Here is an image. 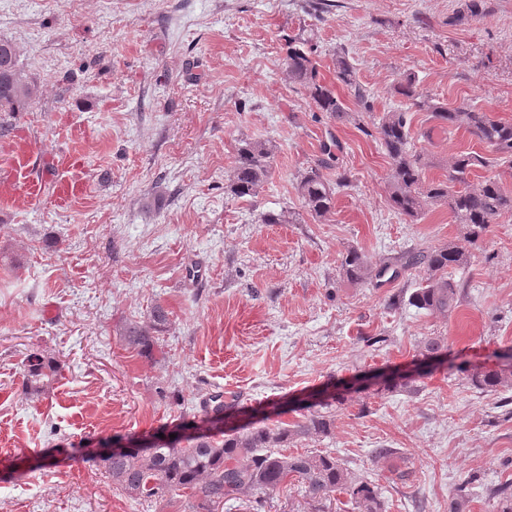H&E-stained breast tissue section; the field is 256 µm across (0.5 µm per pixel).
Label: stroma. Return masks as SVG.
<instances>
[{"label":"stroma","mask_w":512,"mask_h":512,"mask_svg":"<svg viewBox=\"0 0 512 512\" xmlns=\"http://www.w3.org/2000/svg\"><path fill=\"white\" fill-rule=\"evenodd\" d=\"M484 4L458 24L459 0H0V38L38 87L0 136V178L21 185L0 197V459L19 465L0 466V512H190L185 494L119 492L80 445L151 438L192 421L209 392L249 413L398 372L431 337L449 362L417 391L351 395L328 435L283 451L336 453L378 484L385 512H448L465 483L463 512H500L484 488L512 481V385L480 391L456 365L495 369L512 348V218L474 244L447 207L409 222L389 202L377 133L384 112L407 109L393 92L407 75L448 106L512 122V0ZM307 30L321 76L333 81V54L348 55L372 111H355L341 84L346 117L312 111L280 64L288 37ZM21 136L33 145L26 168L13 164ZM411 136L429 180L447 175L450 156L484 150L425 112L412 113ZM243 138L271 141L275 154L259 193L238 198L226 187ZM331 139L325 175L348 184L318 221L296 181ZM73 155L81 167H68ZM63 180L81 192L59 199ZM281 210L299 223H262ZM448 243L471 261L453 273L459 302L446 313L408 305L417 272L378 287L339 273L351 248L375 266ZM157 303L169 324L152 363L119 331ZM33 350L60 367L34 397L22 386ZM38 453L51 465L32 469Z\"/></svg>","instance_id":"stroma-1"}]
</instances>
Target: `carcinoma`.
<instances>
[{"mask_svg":"<svg viewBox=\"0 0 512 512\" xmlns=\"http://www.w3.org/2000/svg\"><path fill=\"white\" fill-rule=\"evenodd\" d=\"M482 10L483 0H464L455 21L478 17ZM332 61L336 80L353 92L359 111H372L370 96L358 82L346 54L339 52ZM281 65L290 79L309 91L313 111L338 118L348 112L333 85L321 78L312 37L288 39ZM394 93L407 99L415 111L429 113L442 128L465 130L483 143L489 153L461 152L448 161V177L427 180L424 174L428 162L413 150L408 111L384 113L377 129L390 160L388 189L393 207L415 223L430 207L445 205L455 223L466 227L467 238L473 244L500 218L512 217V193L490 178L470 180L475 169L491 162L512 165V122L466 105L448 108L421 92L411 76L398 82ZM36 95L37 86L19 67L14 44L0 39V116L26 111ZM274 153L275 146L268 141L239 140L228 192L240 198L257 195L270 176ZM324 167L325 163L320 162L306 169L296 186L303 207L314 219L331 213L336 190L343 186L340 179H328L322 173ZM470 260L468 252L450 243L435 249H411L374 270L352 248L343 256L340 271L353 282L391 281L407 271H417L421 279L408 299L409 305L429 312H449L458 304V285L452 271L467 266ZM168 323V311L157 303L146 320L126 323L120 338L139 356L154 361L159 333ZM447 351L444 341L427 339L417 373L387 380L380 390H415L416 380L429 374L435 368L434 362ZM457 369L469 373L472 384L481 389L492 390L509 383V375L498 370L485 371L463 364ZM56 376L57 367L51 358L37 350L27 355L23 369V388L27 394H40ZM343 401L345 395L328 389L312 393L303 399L306 414L302 419L291 425L270 427L258 421L240 424L239 415L228 412L224 406L223 395L215 394L201 401L202 418L193 434L176 431L175 438H160L149 448L132 440L117 453L87 451L85 455L95 459L112 478V484L131 497L156 499L183 489L191 491L193 512H216L219 506L242 495L273 492L290 480L298 482L306 500L319 505L316 512H325L321 505L338 492L347 494L358 512H385L378 487L353 476L334 453L278 452L290 440L327 434L332 423L331 407ZM486 492L488 497L502 502V512H512V482L490 486Z\"/></svg>","mask_w":512,"mask_h":512,"instance_id":"cac0c4a2","label":"carcinoma"}]
</instances>
